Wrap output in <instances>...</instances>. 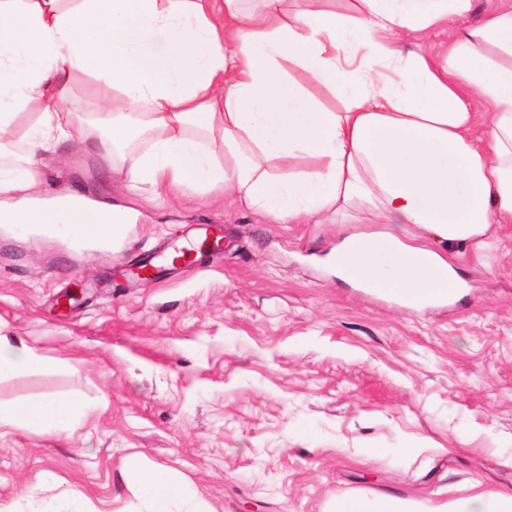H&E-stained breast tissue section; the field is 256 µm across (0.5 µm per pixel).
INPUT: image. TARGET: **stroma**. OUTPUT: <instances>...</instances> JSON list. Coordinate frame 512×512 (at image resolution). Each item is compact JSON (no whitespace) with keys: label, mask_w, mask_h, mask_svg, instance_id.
I'll list each match as a JSON object with an SVG mask.
<instances>
[{"label":"stroma","mask_w":512,"mask_h":512,"mask_svg":"<svg viewBox=\"0 0 512 512\" xmlns=\"http://www.w3.org/2000/svg\"><path fill=\"white\" fill-rule=\"evenodd\" d=\"M124 166L64 143L38 170L46 195L135 211L120 247L0 227V335L58 363L0 380V400L94 408L48 433L0 428V512H139L131 453L211 512L512 491V224L480 249L417 230L461 286L413 306L329 262L347 235L385 225L268 223L222 193L167 185L130 195ZM199 224L223 225L222 257L118 287Z\"/></svg>","instance_id":"35a3bbf8"}]
</instances>
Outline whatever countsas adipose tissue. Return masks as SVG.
Masks as SVG:
<instances>
[{"label":"adipose tissue","instance_id":"adipose-tissue-1","mask_svg":"<svg viewBox=\"0 0 512 512\" xmlns=\"http://www.w3.org/2000/svg\"><path fill=\"white\" fill-rule=\"evenodd\" d=\"M443 29L447 43L424 51ZM79 79L97 108L86 120L69 106ZM29 110L24 156L0 164L1 227L121 244L126 211L34 203L32 170L65 142L113 156L135 131L147 147L123 171L128 191L219 187L278 224L367 212L386 232L344 238L336 268L410 304L459 285L408 243L410 226L480 245L512 224V0L481 14L475 0H0V147ZM88 413L76 399L0 402V428L40 434ZM123 469L145 512H207L139 456Z\"/></svg>","mask_w":512,"mask_h":512}]
</instances>
